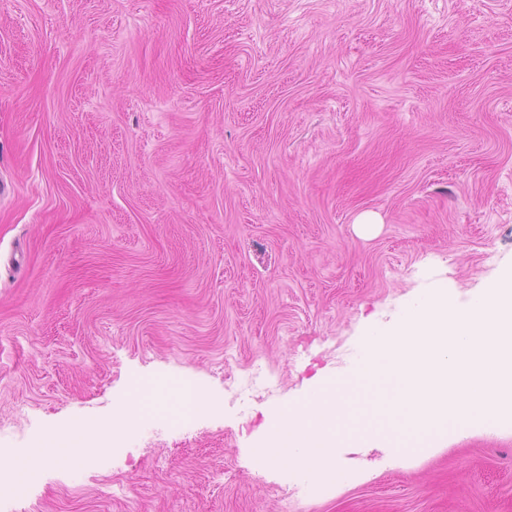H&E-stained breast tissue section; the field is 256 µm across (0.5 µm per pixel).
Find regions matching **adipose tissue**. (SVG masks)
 <instances>
[{
	"mask_svg": "<svg viewBox=\"0 0 512 512\" xmlns=\"http://www.w3.org/2000/svg\"><path fill=\"white\" fill-rule=\"evenodd\" d=\"M166 397L178 412L180 421L189 423L203 415H217L224 409V399L214 391L203 390L196 377L183 375L173 381L159 380L155 376L141 377L136 388L119 400L118 409L112 420L117 435L126 430L138 429L154 417L155 404L159 397ZM96 431L82 424L68 425L58 431L50 447L30 450L25 460H17L15 455L0 454V469H11L23 464L24 471L36 475L49 466H66L70 459L67 441L94 440Z\"/></svg>",
	"mask_w": 512,
	"mask_h": 512,
	"instance_id": "adipose-tissue-1",
	"label": "adipose tissue"
}]
</instances>
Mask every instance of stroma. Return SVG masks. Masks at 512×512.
I'll return each mask as SVG.
<instances>
[{
    "label": "stroma",
    "instance_id": "35a3bbf8",
    "mask_svg": "<svg viewBox=\"0 0 512 512\" xmlns=\"http://www.w3.org/2000/svg\"><path fill=\"white\" fill-rule=\"evenodd\" d=\"M511 258L512 0H0V448L141 374L224 396L28 512H279L264 406ZM402 451L305 512H512V429Z\"/></svg>",
    "mask_w": 512,
    "mask_h": 512
}]
</instances>
